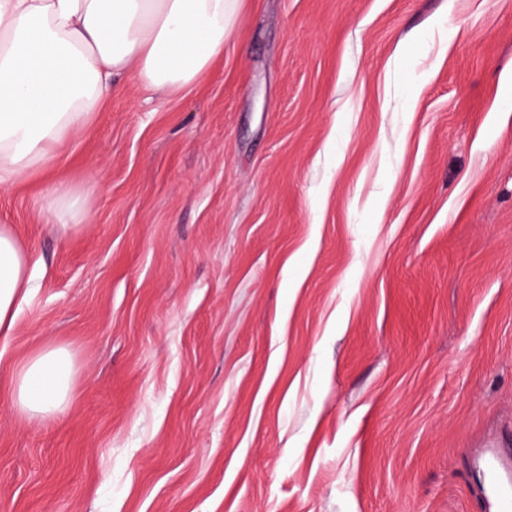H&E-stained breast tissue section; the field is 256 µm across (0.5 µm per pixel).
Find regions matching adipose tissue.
<instances>
[{
  "mask_svg": "<svg viewBox=\"0 0 512 512\" xmlns=\"http://www.w3.org/2000/svg\"><path fill=\"white\" fill-rule=\"evenodd\" d=\"M240 0H0V193L49 171L61 144L112 96L116 75L176 92L224 52ZM61 235L86 218L68 181L38 200ZM31 255L0 226V334H9L33 286ZM73 364L61 349L28 359L10 378L33 422L65 410Z\"/></svg>",
  "mask_w": 512,
  "mask_h": 512,
  "instance_id": "1",
  "label": "adipose tissue"
}]
</instances>
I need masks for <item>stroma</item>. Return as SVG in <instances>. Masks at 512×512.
Listing matches in <instances>:
<instances>
[{
    "label": "stroma",
    "instance_id": "35a3bbf8",
    "mask_svg": "<svg viewBox=\"0 0 512 512\" xmlns=\"http://www.w3.org/2000/svg\"><path fill=\"white\" fill-rule=\"evenodd\" d=\"M0 225V512H481L512 448V0H243L167 94L134 76ZM72 356L67 408L6 386ZM40 210L56 224L58 232L67 236L86 219L85 202L68 181H53L38 199ZM31 263L32 256L11 229L0 226V334L8 335L14 329L18 310L28 300L33 288ZM73 364L62 349L45 350L28 359L10 378L15 404L33 422L59 417L65 410Z\"/></svg>",
    "mask_w": 512,
    "mask_h": 512
}]
</instances>
